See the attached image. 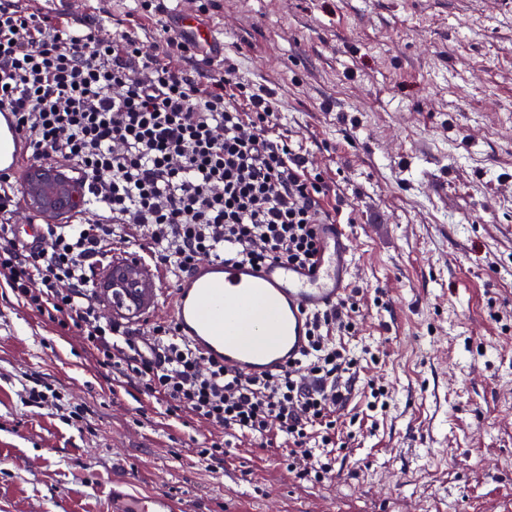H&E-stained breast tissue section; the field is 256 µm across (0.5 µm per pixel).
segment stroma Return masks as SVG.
I'll list each match as a JSON object with an SVG mask.
<instances>
[{"mask_svg":"<svg viewBox=\"0 0 512 512\" xmlns=\"http://www.w3.org/2000/svg\"><path fill=\"white\" fill-rule=\"evenodd\" d=\"M192 2L350 218L335 472L166 414L0 277V512H110L116 486L176 512H512V0Z\"/></svg>","mask_w":512,"mask_h":512,"instance_id":"obj_1","label":"stroma"}]
</instances>
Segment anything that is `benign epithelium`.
I'll return each instance as SVG.
<instances>
[{"label": "benign epithelium", "mask_w": 512, "mask_h": 512, "mask_svg": "<svg viewBox=\"0 0 512 512\" xmlns=\"http://www.w3.org/2000/svg\"><path fill=\"white\" fill-rule=\"evenodd\" d=\"M26 195L31 208L52 216L63 208L77 210L83 207V182L66 172L39 169L32 173ZM108 289L117 303L133 305L143 302L150 291L147 279L134 266L112 273Z\"/></svg>", "instance_id": "7a95c632"}]
</instances>
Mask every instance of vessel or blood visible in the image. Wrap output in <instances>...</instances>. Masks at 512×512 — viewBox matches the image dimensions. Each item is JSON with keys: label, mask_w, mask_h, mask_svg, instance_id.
Instances as JSON below:
<instances>
[{"label": "vessel or blood", "mask_w": 512, "mask_h": 512, "mask_svg": "<svg viewBox=\"0 0 512 512\" xmlns=\"http://www.w3.org/2000/svg\"><path fill=\"white\" fill-rule=\"evenodd\" d=\"M25 136L11 112L0 111V173L26 186L32 164ZM321 246L311 266L285 261L261 266L210 259L172 288L173 317L180 333L205 356L248 377L282 370L306 348L311 312L330 308L351 284L353 238L345 224L320 227ZM260 300L250 330L236 320L242 306ZM112 512H173L170 499L112 493Z\"/></svg>", "instance_id": "b4317fda"}]
</instances>
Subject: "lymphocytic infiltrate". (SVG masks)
<instances>
[{"mask_svg": "<svg viewBox=\"0 0 512 512\" xmlns=\"http://www.w3.org/2000/svg\"><path fill=\"white\" fill-rule=\"evenodd\" d=\"M177 20L147 42L123 24L0 0V109L14 113L32 162L67 159L95 216L45 225L26 249L11 222L20 189L0 175V275L23 305L74 324L100 367L203 424L264 447L288 442L291 470L319 482L333 471L332 408L357 365L335 335L354 334L358 289L311 314L296 363L259 378L205 359L174 321L140 332L99 311L95 277L117 231L138 232L152 268L175 277L208 258L307 262L317 225L343 209L325 205L321 173L273 135V92L209 56Z\"/></svg>", "mask_w": 512, "mask_h": 512, "instance_id": "1", "label": "lymphocytic infiltrate"}]
</instances>
